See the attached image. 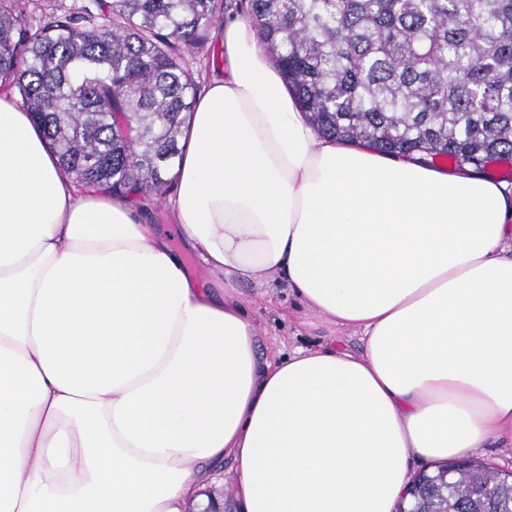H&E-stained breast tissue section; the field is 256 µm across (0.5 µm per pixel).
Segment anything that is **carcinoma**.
<instances>
[{
  "mask_svg": "<svg viewBox=\"0 0 512 512\" xmlns=\"http://www.w3.org/2000/svg\"><path fill=\"white\" fill-rule=\"evenodd\" d=\"M0 0V79L78 182L163 194L198 83L187 54L224 0ZM318 131L459 168L512 162V0H250ZM419 475L410 508L512 512V479L475 461Z\"/></svg>",
  "mask_w": 512,
  "mask_h": 512,
  "instance_id": "1",
  "label": "carcinoma"
}]
</instances>
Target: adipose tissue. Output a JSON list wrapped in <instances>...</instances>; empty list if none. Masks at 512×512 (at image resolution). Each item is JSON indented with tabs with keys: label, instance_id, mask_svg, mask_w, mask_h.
I'll list each match as a JSON object with an SVG mask.
<instances>
[{
	"label": "adipose tissue",
	"instance_id": "ef3b65f1",
	"mask_svg": "<svg viewBox=\"0 0 512 512\" xmlns=\"http://www.w3.org/2000/svg\"><path fill=\"white\" fill-rule=\"evenodd\" d=\"M214 38L178 250L0 93V512H204L228 457L240 512H393L410 454L512 445V185L324 137L254 21ZM274 274L364 352L263 357Z\"/></svg>",
	"mask_w": 512,
	"mask_h": 512
}]
</instances>
